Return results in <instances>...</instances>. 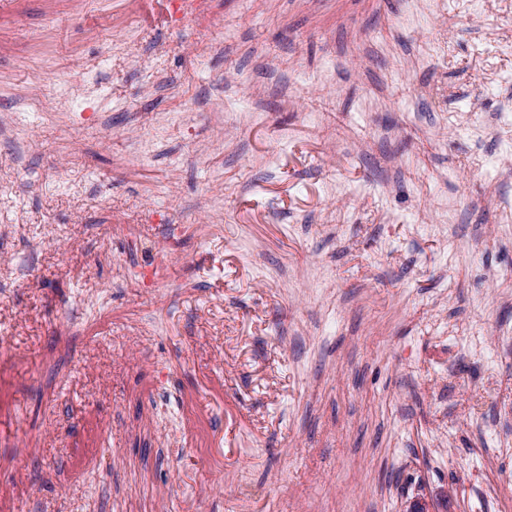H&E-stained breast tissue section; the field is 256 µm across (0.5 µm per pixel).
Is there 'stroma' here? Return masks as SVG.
<instances>
[{"label": "stroma", "mask_w": 512, "mask_h": 512, "mask_svg": "<svg viewBox=\"0 0 512 512\" xmlns=\"http://www.w3.org/2000/svg\"><path fill=\"white\" fill-rule=\"evenodd\" d=\"M510 145L512 0H0V512H512Z\"/></svg>", "instance_id": "stroma-1"}]
</instances>
